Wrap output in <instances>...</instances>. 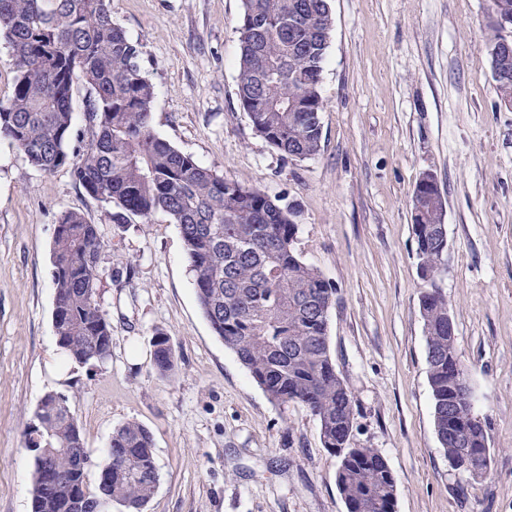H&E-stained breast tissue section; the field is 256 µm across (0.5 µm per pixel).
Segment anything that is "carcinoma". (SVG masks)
<instances>
[{
  "mask_svg": "<svg viewBox=\"0 0 512 512\" xmlns=\"http://www.w3.org/2000/svg\"><path fill=\"white\" fill-rule=\"evenodd\" d=\"M503 18L512 20V0H488L484 50L497 96L512 107V57L498 53ZM333 26L329 0H243L237 97L256 134L287 160L321 150L320 84ZM0 38L15 70L12 95L0 102V142L38 171L69 166L114 224L147 222L159 212L177 224L212 332L271 401L300 403L317 418L323 447L338 459L336 485L347 512H395L397 485L387 460L350 443L356 399L336 370L328 334L336 286L295 251V206L199 165L155 132L154 88L139 44L112 20L106 0H0ZM77 80L86 89L79 116L72 108ZM435 193L436 186L420 182L412 198L418 273L430 284L420 313L433 425L448 464L485 451L472 460L474 471H457L476 479L491 462L489 436L473 402L455 401L469 375L448 298L436 285L448 239L431 206ZM103 248L97 225L82 213L59 216L53 325L59 347L80 365L100 366L111 356L112 324L97 300ZM152 347L154 368L172 372L169 337L157 332ZM450 413L464 425L458 437L448 436ZM33 422L38 438L26 431V448L55 449L56 467L87 498L142 512L159 482L149 430L134 421L118 426L107 454L76 468L64 449L82 448L84 440L65 396L45 394ZM92 468L94 492L86 481ZM31 497L36 512H86L70 484L48 489L37 467Z\"/></svg>",
  "mask_w": 512,
  "mask_h": 512,
  "instance_id": "1",
  "label": "carcinoma"
}]
</instances>
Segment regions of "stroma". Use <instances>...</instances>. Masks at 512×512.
<instances>
[{"mask_svg":"<svg viewBox=\"0 0 512 512\" xmlns=\"http://www.w3.org/2000/svg\"><path fill=\"white\" fill-rule=\"evenodd\" d=\"M330 4L321 150L287 161L238 101L242 0H110L154 86L155 131L296 204L294 247L337 288L330 348L356 399L352 442L388 461L396 512H512V108L482 49L487 0ZM426 172L446 201L439 285L490 437L476 480L450 470L433 427L411 218ZM66 210L104 242L112 348L101 366L51 359V250ZM159 331L176 352L171 375L152 365ZM51 391L67 397L92 458L125 422L151 432L159 483L144 512H347L316 417L272 402L214 336L177 225L162 213L111 223L69 167L35 170L0 143V512H32L24 433Z\"/></svg>","mask_w":512,"mask_h":512,"instance_id":"35a3bbf8","label":"stroma"}]
</instances>
